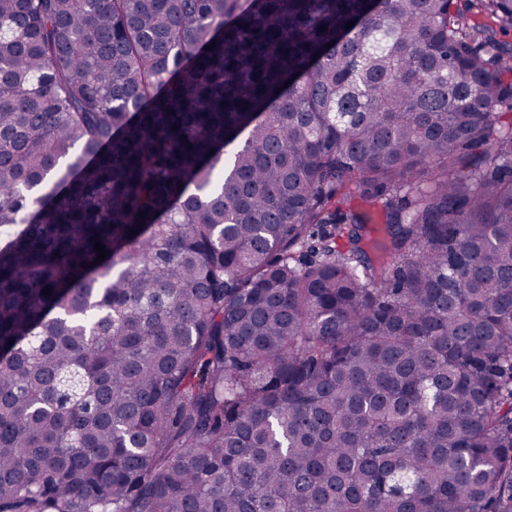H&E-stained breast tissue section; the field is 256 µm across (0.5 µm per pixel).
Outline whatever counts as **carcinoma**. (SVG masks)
Masks as SVG:
<instances>
[{"label":"carcinoma","mask_w":512,"mask_h":512,"mask_svg":"<svg viewBox=\"0 0 512 512\" xmlns=\"http://www.w3.org/2000/svg\"><path fill=\"white\" fill-rule=\"evenodd\" d=\"M503 22L0 0V512H512Z\"/></svg>","instance_id":"1"}]
</instances>
